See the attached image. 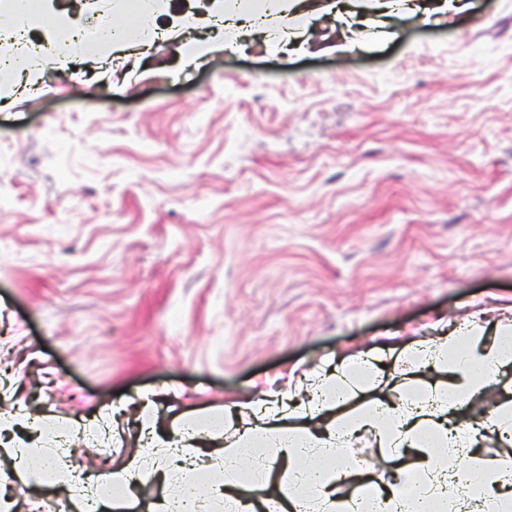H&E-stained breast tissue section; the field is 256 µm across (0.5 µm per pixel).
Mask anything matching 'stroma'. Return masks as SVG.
<instances>
[{"instance_id":"1","label":"stroma","mask_w":512,"mask_h":512,"mask_svg":"<svg viewBox=\"0 0 512 512\" xmlns=\"http://www.w3.org/2000/svg\"><path fill=\"white\" fill-rule=\"evenodd\" d=\"M342 30L307 0L268 43L194 63L179 35L0 70V413L48 415L85 475L150 451L253 383L438 335L512 326V0ZM114 410L112 429L90 435ZM10 512H77L15 485Z\"/></svg>"}]
</instances>
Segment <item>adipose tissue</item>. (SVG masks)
Listing matches in <instances>:
<instances>
[{
  "instance_id": "adipose-tissue-1",
  "label": "adipose tissue",
  "mask_w": 512,
  "mask_h": 512,
  "mask_svg": "<svg viewBox=\"0 0 512 512\" xmlns=\"http://www.w3.org/2000/svg\"><path fill=\"white\" fill-rule=\"evenodd\" d=\"M304 0H208L205 11L214 36L184 37L187 61L232 49L239 37L285 43L288 31L270 34L264 21L271 10L301 9ZM408 378L383 375L381 356L341 362L305 375L290 387L266 392L262 403L241 398L234 407L249 423L237 429L224 452V478L193 488L170 479L157 512H257L252 491L265 492L278 512H478L494 496L512 512V462L476 452L480 434H467L466 416L476 398L498 385L499 400L486 420L493 437L512 445V331L484 335L459 326L401 352ZM141 433L176 471L208 473L198 440L221 430L223 415L193 413L172 439L155 433L151 417L140 420ZM35 433L39 453L18 447L16 428ZM35 419L19 416L0 422V451L16 456L21 485L67 470L69 461L44 448ZM375 448L390 465L392 477L376 478L368 466H353L348 448ZM252 467L240 474L241 455ZM158 467L148 457H132L106 478L67 483L78 512H107L116 489L140 481Z\"/></svg>"
}]
</instances>
